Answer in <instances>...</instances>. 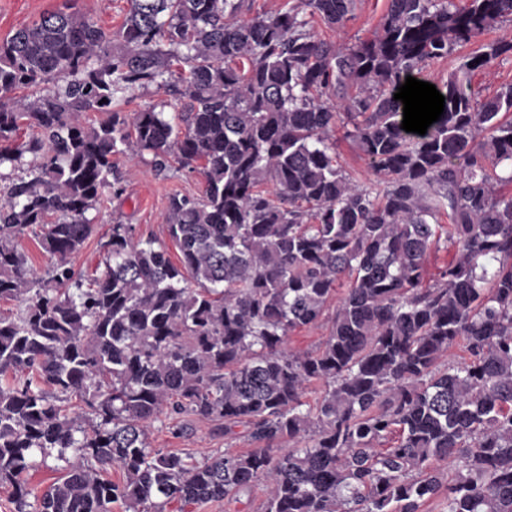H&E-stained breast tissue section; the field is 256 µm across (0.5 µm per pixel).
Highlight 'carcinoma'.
<instances>
[{"instance_id":"carcinoma-1","label":"carcinoma","mask_w":512,"mask_h":512,"mask_svg":"<svg viewBox=\"0 0 512 512\" xmlns=\"http://www.w3.org/2000/svg\"><path fill=\"white\" fill-rule=\"evenodd\" d=\"M243 2L129 0L116 32L58 9L0 42V91H30L0 101V301L24 304L0 315V483L27 512L34 453L55 450L81 463L35 512H187L258 483L263 512H419L443 489L445 512H512V84L474 82L512 41L462 57L423 136L393 99L512 21V0H390L351 45L309 24L344 26L354 0L240 20ZM150 84L186 100L178 123L124 110ZM339 131L376 182L338 165ZM131 147L199 170L202 196L169 198L179 263L114 224L86 279L72 259L105 190L122 195L112 157ZM25 231L54 258L47 280L15 244ZM324 319L316 351L286 348ZM458 342L467 358L439 367ZM183 414L255 448H151V424Z\"/></svg>"}]
</instances>
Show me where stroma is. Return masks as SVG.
Returning a JSON list of instances; mask_svg holds the SVG:
<instances>
[{
    "instance_id": "1",
    "label": "stroma",
    "mask_w": 512,
    "mask_h": 512,
    "mask_svg": "<svg viewBox=\"0 0 512 512\" xmlns=\"http://www.w3.org/2000/svg\"><path fill=\"white\" fill-rule=\"evenodd\" d=\"M68 6L97 21L103 28L118 30L128 8L127 0H0V40L15 29L31 23L41 14ZM389 6V0H356L355 10L349 21L340 29L327 28L322 22H314L312 30L319 37L341 43H353L357 39L371 37L378 30L381 19ZM124 183L125 191L117 198L107 199L89 216L95 224L94 234L74 257L75 269L84 275L101 273L105 267L107 251L104 247L116 224H129L135 236L154 237L168 241L167 213L173 194L190 197L201 196L203 178L199 173L182 169L156 172L150 153L126 151L114 158ZM188 430L184 435L173 433V422L160 418L149 430L152 448L166 452L191 455L195 461H203L231 447L238 451L250 450L251 445L243 437L227 438L216 432L212 425L195 418H187Z\"/></svg>"
}]
</instances>
